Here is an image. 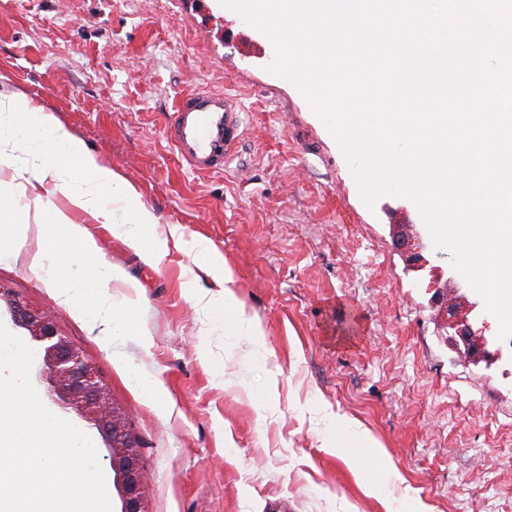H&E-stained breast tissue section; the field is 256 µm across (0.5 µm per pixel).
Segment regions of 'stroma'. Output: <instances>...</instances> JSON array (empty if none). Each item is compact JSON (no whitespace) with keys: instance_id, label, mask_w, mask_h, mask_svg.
Segmentation results:
<instances>
[{"instance_id":"obj_1","label":"stroma","mask_w":512,"mask_h":512,"mask_svg":"<svg viewBox=\"0 0 512 512\" xmlns=\"http://www.w3.org/2000/svg\"><path fill=\"white\" fill-rule=\"evenodd\" d=\"M274 57L216 0H0V85L54 112L160 218L145 230L166 242L157 263L109 225L86 230L129 277L111 288L135 307L125 360L167 407L143 401L113 360L100 334L111 307L76 317L31 266L54 228L0 248V289L49 312L96 366L141 445L147 512H392L403 499L512 512V380L459 353L390 236L420 223L416 205L363 203L310 103L269 72ZM194 90L244 107L218 173H194L167 134ZM226 266L261 347L212 320ZM335 415L374 448H330Z\"/></svg>"}]
</instances>
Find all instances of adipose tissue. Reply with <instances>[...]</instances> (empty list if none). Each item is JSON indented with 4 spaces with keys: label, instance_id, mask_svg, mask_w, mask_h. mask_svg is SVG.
<instances>
[{
    "label": "adipose tissue",
    "instance_id": "ef3b65f1",
    "mask_svg": "<svg viewBox=\"0 0 512 512\" xmlns=\"http://www.w3.org/2000/svg\"><path fill=\"white\" fill-rule=\"evenodd\" d=\"M8 168L9 179L0 180V198L14 204L21 218L11 238L23 240L25 218L59 229L75 243L82 256L92 259L90 274L73 278L65 271V261L57 243L49 242L34 254L32 263L41 267L58 290L60 304L75 313H87L88 303L109 300L112 283L126 282L123 270L100 258L98 246L82 223L73 221L71 212H79L98 224L112 227L114 237L136 251L156 260L160 251L147 247L144 229L158 223L155 211L141 199L137 189L124 176L98 162L83 142L68 132L54 114L26 95L0 89V168ZM53 193L68 203L60 209L42 202ZM234 273L225 270L224 305L215 311V319L225 329L259 335L255 322L247 318L232 284Z\"/></svg>",
    "mask_w": 512,
    "mask_h": 512
}]
</instances>
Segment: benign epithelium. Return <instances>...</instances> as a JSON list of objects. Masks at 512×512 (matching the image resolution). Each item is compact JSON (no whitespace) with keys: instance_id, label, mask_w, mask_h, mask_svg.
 I'll return each instance as SVG.
<instances>
[{"instance_id":"7a95c632","label":"benign epithelium","mask_w":512,"mask_h":512,"mask_svg":"<svg viewBox=\"0 0 512 512\" xmlns=\"http://www.w3.org/2000/svg\"><path fill=\"white\" fill-rule=\"evenodd\" d=\"M390 233L401 252L406 267L413 271L422 257L418 244L423 237L414 224H392ZM431 302L438 307V316L456 346L474 363L491 366L496 356L486 349L485 328L477 326L469 315L477 303L459 293L460 287L451 277L436 271L431 285ZM5 301L13 322L26 330L40 348V377L47 396L66 411L74 412L96 429L108 448L113 481L119 491L120 512H146L144 488L146 472L135 456L134 440L127 429L122 412L116 408L98 371L89 364L82 350L61 336L51 315L13 299L0 289V301Z\"/></svg>"}]
</instances>
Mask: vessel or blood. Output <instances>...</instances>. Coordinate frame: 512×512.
<instances>
[{"label": "vessel or blood", "mask_w": 512, "mask_h": 512, "mask_svg": "<svg viewBox=\"0 0 512 512\" xmlns=\"http://www.w3.org/2000/svg\"><path fill=\"white\" fill-rule=\"evenodd\" d=\"M168 133L179 158L192 170H223L243 134L240 104L223 93L190 92L175 107Z\"/></svg>", "instance_id": "vessel-or-blood-1"}]
</instances>
